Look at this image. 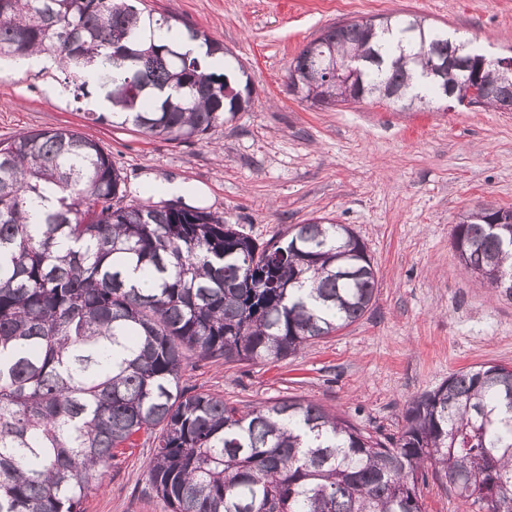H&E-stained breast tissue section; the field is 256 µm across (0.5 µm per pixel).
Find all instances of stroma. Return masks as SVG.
<instances>
[{
    "label": "stroma",
    "mask_w": 512,
    "mask_h": 512,
    "mask_svg": "<svg viewBox=\"0 0 512 512\" xmlns=\"http://www.w3.org/2000/svg\"><path fill=\"white\" fill-rule=\"evenodd\" d=\"M223 41L251 78L248 111L206 139L168 141L131 125L95 122L93 97L63 87L54 66L0 74V142L67 127L95 140L127 177L131 203L179 198L224 215L256 243L325 216L349 225L377 275L369 310L352 325L270 362L188 353L180 385L249 410L316 402L384 440L412 398L450 373L512 365V299L460 262L451 229L460 213L512 208V112L442 100L400 109L376 98L333 106L299 100L289 68L331 25L417 14L472 37L489 56H512V0H144ZM152 437L116 449L83 512H169L147 476ZM426 512H472L426 468Z\"/></svg>",
    "instance_id": "1"
}]
</instances>
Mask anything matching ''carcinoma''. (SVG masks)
<instances>
[{"label":"carcinoma","mask_w":512,"mask_h":512,"mask_svg":"<svg viewBox=\"0 0 512 512\" xmlns=\"http://www.w3.org/2000/svg\"><path fill=\"white\" fill-rule=\"evenodd\" d=\"M139 2L0 0V59L42 54L84 97L96 67L112 111L93 120L169 141L202 140L247 111L250 80L238 89L229 59L222 73L209 66L224 43ZM178 29L205 53L173 42ZM316 41L325 47L290 68H317L328 52L358 71L321 76L305 101L395 90L408 109L466 78L498 80L462 56L425 81L455 38L414 15L381 16L373 36L353 19ZM125 197L111 156L75 130L0 145V512H80L114 449L141 431L154 435L148 476L171 512H425L428 465L477 512H512L511 366L450 374L408 402L385 442L312 401L242 413L181 388L188 352L279 361L359 320L376 279L352 228L312 218L260 246L222 215ZM509 219L511 209L480 206L451 240L467 269L512 298Z\"/></svg>","instance_id":"cac0c4a2"}]
</instances>
